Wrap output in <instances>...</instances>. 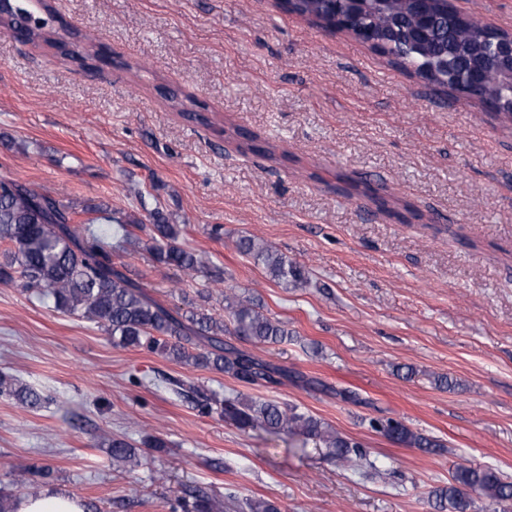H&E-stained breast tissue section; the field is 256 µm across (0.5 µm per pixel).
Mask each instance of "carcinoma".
I'll return each instance as SVG.
<instances>
[{
    "label": "carcinoma",
    "mask_w": 512,
    "mask_h": 512,
    "mask_svg": "<svg viewBox=\"0 0 512 512\" xmlns=\"http://www.w3.org/2000/svg\"><path fill=\"white\" fill-rule=\"evenodd\" d=\"M284 8L327 27L336 19L334 0H284ZM36 12L31 0H15L0 28H20L17 38L43 42L65 58L90 66L110 62L102 47L74 31L55 37L48 21L30 24ZM430 22L418 29L413 0H361L345 6L341 14L349 27L373 40L372 47L395 57L415 75L454 91L470 83L472 63L482 60L487 73L483 81L487 106L512 115V84L492 68L489 46L480 28L469 26L465 14L448 8V0H429ZM172 106L191 120L210 124L211 118L195 110L196 101L175 91L165 94ZM73 208L47 193L19 182L0 179V282L46 295L60 312L86 318L112 335L123 347L145 348L172 361L224 373L255 385H279L286 370L274 367L224 341L235 336L255 343L277 344L288 340V328L268 317L250 296H225L228 320L215 319L194 310H172L149 296L112 262V251L95 235H82L73 227ZM178 224L154 218L148 249L159 266L199 271L206 266L202 255L184 247ZM238 250L261 263L282 284L302 285L306 271L288 257L251 237L239 239ZM0 395L38 407L44 397L35 388L20 385L0 373ZM221 414L242 427L260 428L273 435L301 436L321 443L343 466L367 467L379 472L361 444L343 436L323 420L283 407L273 400L227 397L220 402ZM370 428L395 443L432 453L442 447L439 440L416 432L403 421L373 418ZM112 459L134 468L138 458L121 438L109 440ZM477 492L492 502L512 500V481L492 468L456 465L452 481L432 491L437 507L449 512H468L469 493ZM171 512H214L212 499L192 492L169 504Z\"/></svg>",
    "instance_id": "cac0c4a2"
}]
</instances>
